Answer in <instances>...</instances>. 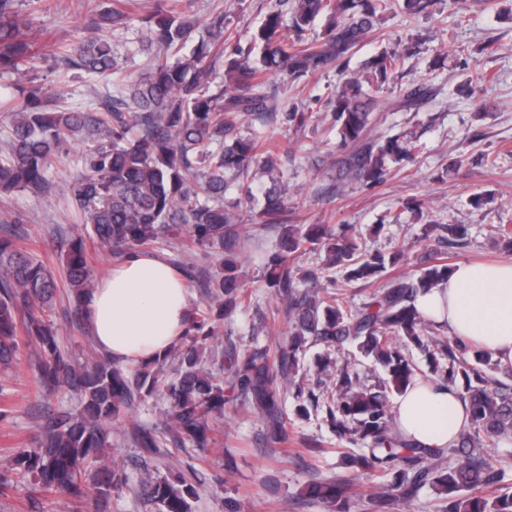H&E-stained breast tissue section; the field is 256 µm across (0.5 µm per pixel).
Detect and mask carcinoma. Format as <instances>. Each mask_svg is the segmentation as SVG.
Here are the masks:
<instances>
[{"label": "carcinoma", "instance_id": "obj_1", "mask_svg": "<svg viewBox=\"0 0 512 512\" xmlns=\"http://www.w3.org/2000/svg\"><path fill=\"white\" fill-rule=\"evenodd\" d=\"M286 3L289 17L275 8L258 27L254 39L261 46L259 57L252 60L250 52L226 44L224 14L218 13L208 20V39L183 59L178 53L194 32L186 18L191 3L166 0L165 7L142 18L148 39L139 44V52L156 47L175 54V61H159L147 78L100 96L93 112L51 110L44 87L31 86L24 103L10 113L9 140L0 154V193L57 190L88 214L90 227L64 243L61 284L42 261L0 235V367L18 360L22 330L40 350L32 369L34 392L80 395L78 411L50 417L31 447L16 449L11 474H0V494L16 479L47 497L68 500L77 508L92 504L99 512L112 491L127 482L102 453L112 447V434L125 423L128 410L162 391L168 403L165 431L134 428L137 447L155 454L168 440L176 448H206L212 421L231 402L224 389L227 370L231 390L244 395L277 442L288 437L280 395L290 391L299 415L311 409L322 413L338 440L351 445L342 451L344 474L304 489L307 499L327 504L330 512H350L352 490L363 483L374 488L375 504L395 500L408 506L430 487L441 499L437 512H512V493L501 487L512 464L481 452L488 440H512V383L497 378L502 374L512 380V366L462 338L441 335L443 327L416 307L419 294L448 280L447 252H435L416 275L388 279V269L403 250H368L325 224H310L302 232L299 225L285 223L290 216L300 217L303 208L300 190L288 192L283 176L275 175V157L288 156L292 148L256 130L248 137L236 131L242 116L273 110L264 92L268 76L285 74L299 81L344 67L384 16L398 9L420 17L436 0H279ZM320 17L326 20L321 36L307 38ZM123 19L118 11L91 19L84 39L62 49L61 57L90 73H118L103 31L106 22L116 26ZM32 22L18 0H0V74L21 77L35 69L39 55L27 37ZM221 52L224 81L214 86L211 59ZM403 56L381 48L358 71H342L343 80L325 102L316 99L285 113L284 123L298 133L319 121L317 109L332 107L330 127L337 132L340 153L333 165L340 179L376 187L392 166L422 152L416 136L368 137L377 94ZM428 96L426 86L416 85L405 90L401 104L416 107ZM78 136L95 142L85 157L86 174L75 185L57 188L47 174L69 140ZM255 164L270 181L261 188L264 205L258 215L224 207V190L249 176ZM257 217L263 225L281 227L262 275L279 305L260 329L282 318L288 322V341L257 343L243 354L231 344L220 355H210L207 367L203 356L219 339L224 318L248 299L238 266ZM490 235L512 251V225L493 224ZM430 238L450 249L467 246L462 224L430 220L418 239ZM176 239L187 243L189 251L214 258V271L204 285L210 302L190 310L173 376L164 373L166 356L132 372L108 356L85 370L65 358L51 312L62 291L73 316H83V301L96 281L87 242L123 258L159 240ZM307 253L324 259L302 266L298 260ZM337 268L342 271L339 281L332 275ZM356 283L374 287L369 301L359 306L347 295ZM319 345L338 351L348 346L360 362L383 367L385 376L369 385L349 362L331 370L334 361L324 355L317 358L316 378L296 381L301 358ZM412 347L425 354L428 371L414 362ZM421 378L455 388L467 404L468 423L450 450L422 446L398 430L391 397ZM450 451L464 460L445 463ZM194 476L193 468L188 476L155 478L148 473L139 489L151 512H191V500L198 496ZM488 488L499 495H482Z\"/></svg>", "mask_w": 512, "mask_h": 512}]
</instances>
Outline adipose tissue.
Returning a JSON list of instances; mask_svg holds the SVG:
<instances>
[{
	"mask_svg": "<svg viewBox=\"0 0 512 512\" xmlns=\"http://www.w3.org/2000/svg\"><path fill=\"white\" fill-rule=\"evenodd\" d=\"M192 294L183 275L155 254L123 258L86 301L100 351L124 364L166 355L181 341ZM420 311L450 335L469 339L512 365V262L455 265L447 283L421 294ZM400 431L422 445L452 447L467 423L455 389L418 382L398 396Z\"/></svg>",
	"mask_w": 512,
	"mask_h": 512,
	"instance_id": "obj_1",
	"label": "adipose tissue"
}]
</instances>
